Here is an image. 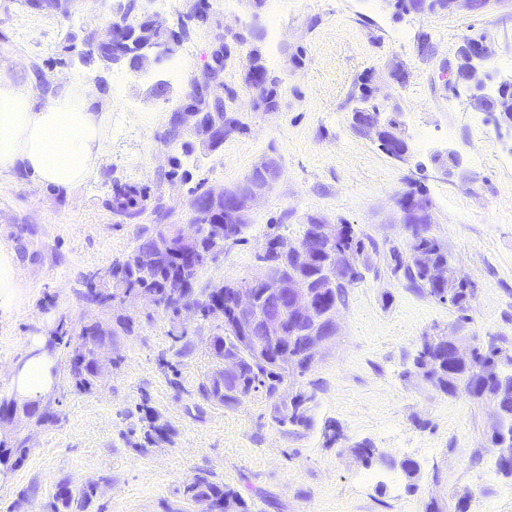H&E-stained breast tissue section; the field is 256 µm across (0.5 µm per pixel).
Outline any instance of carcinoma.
<instances>
[{"label": "carcinoma", "instance_id": "carcinoma-1", "mask_svg": "<svg viewBox=\"0 0 512 512\" xmlns=\"http://www.w3.org/2000/svg\"><path fill=\"white\" fill-rule=\"evenodd\" d=\"M74 0H41L36 7L47 11L69 16ZM123 23L135 29L136 42L147 43L160 41L168 37V32L150 27L141 21L131 22L130 15H125ZM85 43L92 47L86 60L93 57H107L113 63L126 62L129 48L110 41L100 42L91 35L85 37ZM254 98L253 108L267 110L278 105L279 80L265 74L262 84L252 86ZM209 103L215 111L231 116L235 130L243 129V123L235 110L226 106L224 101V84L206 85ZM356 102L354 111L359 113L358 121L369 123L381 115L380 108L373 102L371 91L366 84L359 86V92L351 94ZM198 130L190 124L176 127L168 125L164 133V143L179 148L182 153L191 155L196 146ZM208 180H199L191 190L190 201L191 224H230L231 217L226 213L225 205L217 208H197V204L207 199ZM148 195L145 188L131 182H111L107 205L112 214L126 224H138L147 209ZM170 210L158 204L153 209V227L146 229L138 238L134 250L125 257L115 260L109 265L112 269V287L103 291L96 306L104 308L115 299L131 300L141 291H148L155 296L156 308L173 317L177 311L178 301L183 305L198 310L200 319L207 321L213 305L224 300V294L233 288H248L254 280L226 282L224 288H196L199 275L184 277L179 268L171 262L160 260L154 263L151 272L141 271L143 259L151 253L156 237L162 233L175 234L179 225L168 224L166 220ZM409 232L405 250L397 247L390 249L392 260L391 271L396 274L403 272L404 277L413 285L423 289L435 300L447 304L457 313L456 329L461 331L469 323L473 288L470 281L463 275L458 280L439 282L432 278L431 269L449 261L448 250L431 232L429 224H408ZM353 254L358 263L345 267V280L330 283V266L326 258L320 257L317 262L301 274L309 280L314 293V300L325 312L342 304L347 289L364 281L366 273L375 269V256L378 248L375 241L353 227H348V234L336 244V255ZM87 330L96 336L97 356L112 353V347L119 337L130 333V325L124 319L117 320L114 325L101 328L98 323H88L80 327L74 334L66 327L54 335L49 345H62L74 349L75 338L84 336ZM308 336L304 327H299L296 340L281 352L284 360L277 361L276 354L268 353L259 356L247 347L245 337L239 333L232 320H227L217 327L215 334L210 336L206 348L212 357L223 353L236 355L239 358V371L233 376L224 375L217 368L202 380L198 386L202 397L216 405L233 408L248 397H263L270 402L271 419L280 427H307L311 423L309 409H300L301 398L315 400V392L307 390L300 384V378L309 370L313 361L307 355ZM503 359L512 362V356L506 354L494 342L473 344L472 360L468 363L453 359L451 350L443 346V335L433 334L422 338L412 361V368L407 374H414L442 393L455 396L464 394L474 400L484 401L483 392L493 395L492 403L502 418L504 432L512 434V370L503 368L500 380L488 384L482 381L479 371L490 369ZM72 386L79 392H89L97 386V367L88 366L85 371L77 373L69 370ZM30 449L20 442L14 448L0 449V465H20L29 455ZM97 486L93 484L75 486L69 481L57 484L50 503L52 512H86L96 496ZM182 497L190 504L200 498L211 499L214 512H246V504L232 489L224 483L216 481L210 472H197L182 483Z\"/></svg>", "mask_w": 512, "mask_h": 512}]
</instances>
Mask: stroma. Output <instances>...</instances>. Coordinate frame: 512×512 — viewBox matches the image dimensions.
<instances>
[{"label":"stroma","mask_w":512,"mask_h":512,"mask_svg":"<svg viewBox=\"0 0 512 512\" xmlns=\"http://www.w3.org/2000/svg\"><path fill=\"white\" fill-rule=\"evenodd\" d=\"M206 15L173 59L139 74L82 61L84 35L106 36L102 0H80L67 17L0 0V67L24 86L61 75L103 87L113 114L108 151L70 195L0 176V242L16 251L29 297L0 317V395L59 321L132 322L117 343L120 363L92 392L72 389L66 351L54 348L56 381L40 403L55 419L10 432L30 453L15 469L0 466V512H51L64 480L97 484L87 512H181L182 483L200 470L236 490L249 512H425L432 500L444 512H512V478L496 467L488 440L491 409L408 373L422 336L451 331L454 310L389 267L390 248L408 239L399 200L422 192L433 234L475 286L466 335L512 354V131L495 113L473 110L466 89L451 87L470 34L495 48L488 92L512 75V0L399 17L385 0H265L259 9L249 0H207ZM256 25L265 32L257 47L280 81L277 111L251 110L244 74L252 47L235 46L222 80L246 129L214 152L183 159L188 180H168L177 151L162 135L171 113L202 82L214 39ZM423 33L431 37L426 51ZM160 80L170 91L156 98L150 89ZM363 80L384 111L400 112L407 162L352 130L350 94ZM449 152L461 159L451 176L433 160ZM265 156L278 161L280 180L257 205L245 242L225 245L199 286L255 276L268 238L296 239L312 218L353 225L378 245L375 272L348 289L334 339L302 379L316 389L306 428L276 425L258 397L229 409L200 396L199 383L215 367L205 348L213 324L189 321L193 346L181 351L154 306L98 309L78 294L80 277L128 254L141 230L106 207L112 180L145 187L149 204L171 208L170 223L183 224L199 179L236 183ZM154 422L163 433L151 439ZM331 422L341 433L335 442L324 433ZM364 441L416 461L417 480L357 460L351 450Z\"/></svg>","instance_id":"stroma-1"}]
</instances>
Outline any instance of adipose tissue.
Wrapping results in <instances>:
<instances>
[{
	"mask_svg": "<svg viewBox=\"0 0 512 512\" xmlns=\"http://www.w3.org/2000/svg\"><path fill=\"white\" fill-rule=\"evenodd\" d=\"M112 103L93 86L63 77L48 86L22 88L0 69V175H21L35 186L70 194L95 170L109 144ZM27 302L15 250L0 244V316ZM55 361L45 340L11 378L21 402L47 395L55 382Z\"/></svg>",
	"mask_w": 512,
	"mask_h": 512,
	"instance_id": "1",
	"label": "adipose tissue"
}]
</instances>
